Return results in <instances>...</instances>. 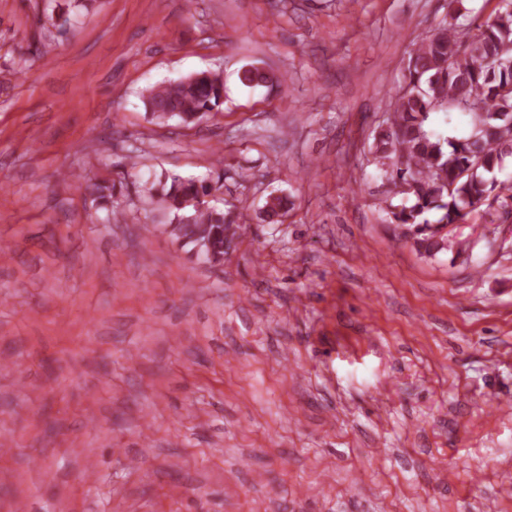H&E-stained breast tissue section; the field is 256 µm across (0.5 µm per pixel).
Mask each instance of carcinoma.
Masks as SVG:
<instances>
[{"label": "carcinoma", "mask_w": 512, "mask_h": 512, "mask_svg": "<svg viewBox=\"0 0 512 512\" xmlns=\"http://www.w3.org/2000/svg\"><path fill=\"white\" fill-rule=\"evenodd\" d=\"M407 70L386 126L376 131L374 160L394 195L402 196L400 203L387 206L388 222L434 256L448 249V233L442 231L446 225L460 223L482 207L490 215L512 210V183L495 176L512 157V0H499L491 20L471 19L463 29L439 26L410 55ZM274 79L256 68L240 82L256 87ZM143 103L153 121L176 117L190 124L224 103V78L202 71L165 81L150 88ZM434 112L468 115L467 135H434L427 128ZM87 190L107 206L113 223L121 222L112 210L114 182L94 183ZM220 190L216 182L172 174L150 182L145 192L169 217L170 236L210 248L211 261L221 263L229 254L224 245L238 239L234 224L239 216L205 200ZM291 205L286 195L268 196L264 221L281 223Z\"/></svg>", "instance_id": "obj_1"}]
</instances>
